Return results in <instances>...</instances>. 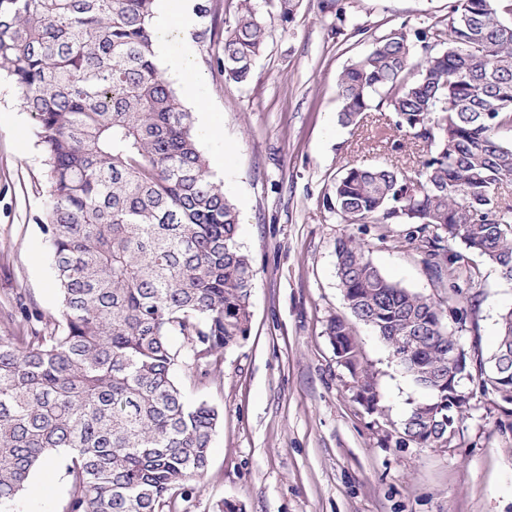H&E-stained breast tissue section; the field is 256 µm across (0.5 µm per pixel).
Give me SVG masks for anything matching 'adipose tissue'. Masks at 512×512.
Instances as JSON below:
<instances>
[{"instance_id": "obj_1", "label": "adipose tissue", "mask_w": 512, "mask_h": 512, "mask_svg": "<svg viewBox=\"0 0 512 512\" xmlns=\"http://www.w3.org/2000/svg\"><path fill=\"white\" fill-rule=\"evenodd\" d=\"M193 22L187 0H156L149 26L156 35L154 52L165 77L180 80L186 95L198 99L200 79L193 66L194 52L190 43H181L176 48L167 39L171 31L188 30Z\"/></svg>"}]
</instances>
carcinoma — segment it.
Here are the masks:
<instances>
[{
    "mask_svg": "<svg viewBox=\"0 0 512 512\" xmlns=\"http://www.w3.org/2000/svg\"><path fill=\"white\" fill-rule=\"evenodd\" d=\"M154 0H0V74L15 83L45 148L43 228L61 319L0 336V508L64 455L65 512H191L222 420L188 403L175 378L184 339L200 371L249 330L253 269L236 243L239 212L212 179L191 113L154 61ZM267 41L241 0L219 61L243 83ZM339 122L387 107L396 130L427 148L415 175L396 164L350 167L322 205L345 224H409L426 271L471 288L477 255L512 281V0H454L448 17L400 28L341 74ZM433 229L435 233L428 234ZM459 241L464 251L449 243ZM353 316L370 326L415 384L433 394L403 423L405 440L442 447L465 408L448 407L458 344L439 307L384 276L364 245L336 243ZM343 365L377 410L348 324L333 318ZM483 391H512V364L462 353Z\"/></svg>",
    "mask_w": 512,
    "mask_h": 512,
    "instance_id": "cac0c4a2",
    "label": "carcinoma"
}]
</instances>
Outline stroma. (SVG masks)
<instances>
[{
    "mask_svg": "<svg viewBox=\"0 0 512 512\" xmlns=\"http://www.w3.org/2000/svg\"><path fill=\"white\" fill-rule=\"evenodd\" d=\"M201 14L192 37L200 92L219 132L199 138L216 181L240 212L237 243L254 270L250 330L219 355L207 377L180 361L176 379L188 401L204 400L224 419L194 512L221 502L242 512H512V405L461 388L469 405L452 443L403 442L402 423L427 391L418 388L374 331L354 319L336 275V240L364 243L372 262L401 287L431 298L465 352L491 356L499 316L512 307V283L481 264L480 304L466 307L425 269L404 224H341L322 198L346 166L394 160L416 169L426 156L394 130L389 110L359 126L338 120L337 82L353 60L396 28L413 31L448 14L451 0H300L282 20L276 0H251L269 38L247 83L225 80L217 65L239 0H193ZM45 152L35 121L13 82L0 78V334L17 297L44 323L60 314L50 244ZM348 322L360 365L373 375L378 410L357 398V383L326 334L332 318ZM32 474L16 512H63L70 482L57 465L48 484Z\"/></svg>",
    "mask_w": 512,
    "mask_h": 512,
    "instance_id": "stroma-1",
    "label": "stroma"
}]
</instances>
